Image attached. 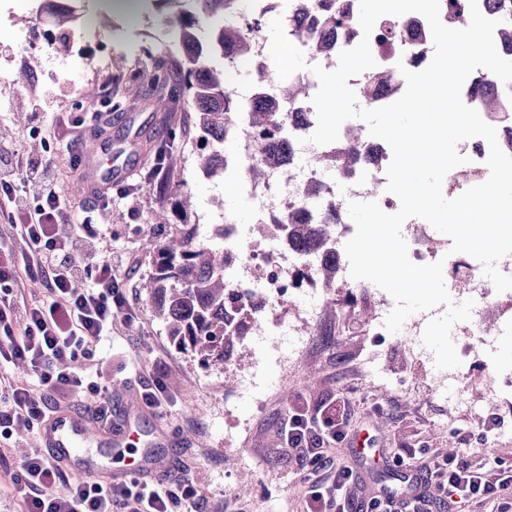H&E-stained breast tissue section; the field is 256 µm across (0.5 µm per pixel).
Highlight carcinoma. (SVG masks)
<instances>
[{"label": "carcinoma", "mask_w": 512, "mask_h": 512, "mask_svg": "<svg viewBox=\"0 0 512 512\" xmlns=\"http://www.w3.org/2000/svg\"><path fill=\"white\" fill-rule=\"evenodd\" d=\"M181 0H153L160 22L168 27L179 45L181 56L173 63L176 80L166 97L155 101L156 110L169 112L179 104L189 105L195 113L197 130V166L209 179L224 177V127L237 112L247 113L255 140L252 151L256 165L248 169L252 179L260 180L265 172L280 164L286 151L283 144H274L267 136L276 127L282 112V102L303 96L302 88L283 84L282 95L270 98L257 92L247 102L238 103L226 89L227 72H218L207 64L213 53L224 57L226 68L252 58L253 30L235 24L244 10L256 14V27L275 8L271 0H192L193 9L177 11ZM315 20L323 27L339 30L343 36L353 32L347 26L359 19V0H309ZM501 4L502 30L496 44L499 55L512 61V0H497ZM43 8L57 26L70 21L71 11L57 10L56 0H43ZM210 25L208 40L199 37V30ZM176 133H170L156 153V168L168 171L178 167L181 157L174 150ZM159 196L171 202L160 205L154 214V224L170 226L174 231L160 238L150 232L144 236L146 252L153 258V271L147 288L155 304L157 317L166 326L176 348L200 356L201 364H226L234 354L236 344L248 333V325L240 322L227 306L231 288L224 276L229 256L224 247L204 240L197 225L178 223L187 215L192 204L190 195L181 185H167ZM266 236L281 229L288 234L292 246L301 252L323 253L335 233V225L302 224L292 220L273 226L263 225ZM323 288L331 296L336 292V258L329 256L317 274Z\"/></svg>", "instance_id": "obj_1"}]
</instances>
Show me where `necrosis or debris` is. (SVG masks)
I'll list each match as a JSON object with an SVG mask.
<instances>
[{
    "instance_id": "1",
    "label": "necrosis or debris",
    "mask_w": 512,
    "mask_h": 512,
    "mask_svg": "<svg viewBox=\"0 0 512 512\" xmlns=\"http://www.w3.org/2000/svg\"><path fill=\"white\" fill-rule=\"evenodd\" d=\"M305 20L300 0H288V27L283 41L288 48L303 52L308 58L309 69L300 73L299 79L314 85L313 66L319 65L327 55L336 56L358 45V38L332 36L326 30L316 31L314 39L305 43L294 35V29ZM388 22L378 19L370 35L369 46L376 68L390 73L388 85H377L372 71L353 77L349 85L357 103L363 109H376L398 100L405 91L404 70L414 72L425 69L433 58L434 47L426 19L417 13L405 14L397 36L386 34ZM318 124V115L311 102L287 104L282 114V125L277 135L279 142L290 149L289 178H281L278 171H270L265 179L249 184V194L261 224L277 222L284 214L306 224L324 223L332 203L345 206L349 201H375L388 213L399 208L398 198L387 191L386 170L392 160L389 145L372 135H364L363 149L354 157L345 179H338L332 160L340 159L347 145L350 128L362 127L363 121L351 118L343 122L337 141L318 145L310 137ZM458 152L466 156L464 168H453L445 176L442 191L459 196L465 189L484 183L490 170L487 165L489 146L480 137L461 142ZM402 236L408 245L410 260L418 265L443 261V274L448 281L451 295H458L459 281H468V299L473 308L471 324L474 338L461 349L459 367L438 373L434 393L447 402L451 412L466 413L471 419L481 418L489 405L512 403V373L501 377L498 386L488 391L482 401H474L463 381L473 360L485 366L497 367L500 342L512 338V290L497 292L493 283L483 274V265L465 253H455L451 244L430 223L421 218L406 220ZM247 249L246 260L228 267L226 278L239 294H248L252 304L266 307L287 290H294L299 303L300 317L309 321L317 317L324 299L322 289L316 288L312 274L321 264L320 258L297 251L288 245L286 236H276L261 243L251 242L248 228L238 224L227 227L224 250L228 253ZM231 299L232 308H239L240 301ZM501 302L508 309L495 320L494 333L483 328L489 305Z\"/></svg>"
}]
</instances>
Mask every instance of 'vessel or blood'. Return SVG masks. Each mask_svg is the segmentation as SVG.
<instances>
[{
    "label": "vessel or blood",
    "mask_w": 512,
    "mask_h": 512,
    "mask_svg": "<svg viewBox=\"0 0 512 512\" xmlns=\"http://www.w3.org/2000/svg\"><path fill=\"white\" fill-rule=\"evenodd\" d=\"M102 428H89L72 416L59 413L54 415L42 428L39 441L41 447L52 449L56 460L70 463L75 472L87 478H97L102 469L92 458L80 452L83 442L103 436Z\"/></svg>",
    "instance_id": "vessel-or-blood-1"
}]
</instances>
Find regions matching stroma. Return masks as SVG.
Masks as SVG:
<instances>
[{
	"label": "stroma",
	"mask_w": 512,
	"mask_h": 512,
	"mask_svg": "<svg viewBox=\"0 0 512 512\" xmlns=\"http://www.w3.org/2000/svg\"><path fill=\"white\" fill-rule=\"evenodd\" d=\"M33 2L0 0V98L12 106L0 114V126L12 132L5 145L20 144L54 157L56 189L77 206L92 194L80 170L71 166L65 145L71 141L76 149L97 150L99 172L112 185L111 209L124 216L119 224L99 217V235L85 241L77 258L82 267L106 258L117 262V281L133 311L132 319L113 322L110 341L78 359L85 367L103 366L112 401V436L88 447L103 465L102 483H110L118 456H143L151 466L127 474L125 483L174 488L191 482L200 493L199 512H301L307 471L286 448L283 418L289 408L334 398L350 409L348 435L333 456L356 472L355 498L382 491L399 495L407 489L440 503L433 481L406 484L409 470L392 462L398 448L423 451L434 460L451 452L493 470L512 466V439L487 441L482 431L496 419L512 421V409H487L479 425L462 419L449 425L447 407L432 393L431 367L404 352L397 337H385L380 353L399 385L383 398L373 392L374 380L356 355L371 341L363 314L376 308L374 289H356L355 306L321 308L316 319L304 324V353L294 361L288 358L287 341L273 330L277 321H295L297 308L278 303L261 315L267 337L259 344L245 338L228 364L204 368L197 357L175 349L153 313L146 288L152 258L141 246L160 199L141 186L154 174L157 148L171 131L177 134L181 163L158 176L192 193V223L203 225L211 214L222 213L236 223L254 224L241 176L231 169L226 180L205 178L195 163L192 109L182 105L173 112L156 111L155 93L136 82L132 67L139 50L152 46L163 30L145 0H134L133 12L112 7L109 0H66L74 9L67 42L43 44L39 60L31 64L19 57L16 40ZM285 20L283 9H276L267 14L265 27L271 61L284 78L307 66L306 56L280 47ZM66 54L75 57L71 70L56 73L54 58ZM102 55L123 60L122 74L101 77L94 62ZM28 66L33 69L29 82L14 83L13 74ZM89 85L109 88L122 111H110L102 98L80 97L79 89ZM84 112L100 118L75 127V117ZM158 383L170 397L169 411L149 407L143 399ZM38 434L35 428L0 433V512L24 510L28 490L22 463L38 447ZM358 437L364 438V449H357Z\"/></svg>",
	"instance_id": "1"
}]
</instances>
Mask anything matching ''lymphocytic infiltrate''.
<instances>
[{
	"label": "lymphocytic infiltrate",
	"mask_w": 512,
	"mask_h": 512,
	"mask_svg": "<svg viewBox=\"0 0 512 512\" xmlns=\"http://www.w3.org/2000/svg\"><path fill=\"white\" fill-rule=\"evenodd\" d=\"M24 170L23 185L14 175ZM0 199L11 204L13 233L24 239L29 252L13 257L0 245V365L24 361L39 381L41 392L61 385L81 387V377L64 369L77 350L101 343L108 337L112 321L127 316L129 307L112 274L111 261L99 262L90 285L78 286L76 255L83 234L92 232L90 213L76 215L70 200L55 189V166L51 159L15 149L0 158ZM38 278L48 284L45 299L25 313H17L12 289L23 278ZM0 424L28 427L46 417L47 405L39 403L27 387L0 379ZM346 406L322 404L317 416L287 415L283 435L288 448L299 449L311 466L326 468L329 448L348 433ZM29 493L25 512H173L179 501L198 495L184 483L178 489L141 487L132 490L118 483L103 486L86 478L73 480L67 494L58 496L54 487L64 479L61 468L40 451H32L23 464ZM426 473L446 500L457 498L485 502L490 512H512V475L498 476L477 469L463 457L449 456L433 462ZM354 480L350 466L336 467L331 486L310 481L306 512H324L334 500L337 512H429L422 497L401 501L380 495L355 503L348 486Z\"/></svg>",
	"instance_id": "obj_1"
}]
</instances>
